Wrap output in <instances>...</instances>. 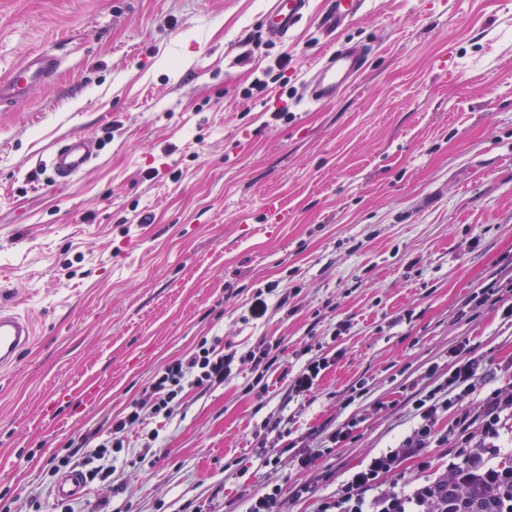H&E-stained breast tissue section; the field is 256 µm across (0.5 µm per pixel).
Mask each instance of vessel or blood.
I'll return each mask as SVG.
<instances>
[{
    "label": "vessel or blood",
    "mask_w": 512,
    "mask_h": 512,
    "mask_svg": "<svg viewBox=\"0 0 512 512\" xmlns=\"http://www.w3.org/2000/svg\"><path fill=\"white\" fill-rule=\"evenodd\" d=\"M369 0H326L319 25L325 37L362 17ZM309 0H272L262 16L263 31L272 40H282L293 32L304 18ZM371 50L336 48L323 55L307 72L305 95L308 104H322L337 98L339 93L366 68ZM58 70V59L51 53H39L27 62L14 67L7 77L0 79V108L26 98L29 90L52 77ZM98 144L76 134L53 144L45 162L50 171L49 180L63 185L83 174L98 154ZM35 341L32 320L24 315L0 307V370L12 367L21 351ZM88 481L82 471L74 470L58 480L54 494L62 500L85 495Z\"/></svg>",
    "instance_id": "b4317fda"
}]
</instances>
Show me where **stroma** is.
Instances as JSON below:
<instances>
[{"label": "stroma", "mask_w": 512, "mask_h": 512, "mask_svg": "<svg viewBox=\"0 0 512 512\" xmlns=\"http://www.w3.org/2000/svg\"><path fill=\"white\" fill-rule=\"evenodd\" d=\"M269 5L0 0V77L34 51L62 62L0 109V301L37 331L0 372V501L14 512H59L53 455L205 336L269 344L265 393L246 364L190 389L153 423L159 460L123 467L117 491L91 482L80 512L104 499L119 512H247L274 485L279 512H322L409 434L411 396L447 377L460 341L495 373L474 400L512 390V0H370L333 42L323 0L285 41L261 29ZM335 42L371 47L366 72L335 102L301 107L308 67ZM70 133L100 154L54 189L38 160ZM267 194L289 215L270 235ZM491 283L499 303L469 310ZM324 356L313 392L293 393ZM353 419L352 438L324 448ZM447 461L428 448L390 482L414 487ZM298 483L311 494L293 498ZM329 360L323 357L310 361L293 379L292 390L296 394L312 392L315 389L322 372L328 367Z\"/></svg>", "instance_id": "obj_1"}]
</instances>
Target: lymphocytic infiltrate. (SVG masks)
I'll list each match as a JSON object with an SVG mask.
<instances>
[{
	"mask_svg": "<svg viewBox=\"0 0 512 512\" xmlns=\"http://www.w3.org/2000/svg\"><path fill=\"white\" fill-rule=\"evenodd\" d=\"M456 363L448 377L421 392L412 401L416 424L402 445L388 448L371 457L368 464L350 474L341 484L331 506L334 512H435L442 486L460 476L463 466H471L476 478L489 482L512 479L497 460L501 431L512 428V393L493 390L481 402L472 394L479 378L488 371L469 342L454 351ZM236 350L223 337L200 340L186 357L175 359L158 369L140 395L113 416L108 428L79 436L73 453L52 459L49 472L83 467L89 480L114 481L117 465L126 448L125 433L135 426L172 414L171 404L185 389L224 385L235 366ZM463 408V415L448 429H438L441 414ZM448 447V466L433 481L412 491L384 488L383 480L402 464L423 457L432 443Z\"/></svg>",
	"mask_w": 512,
	"mask_h": 512,
	"instance_id": "f902f5d3",
	"label": "lymphocytic infiltrate"
}]
</instances>
